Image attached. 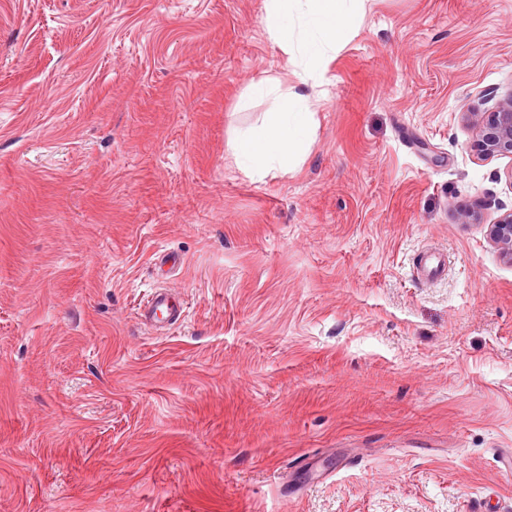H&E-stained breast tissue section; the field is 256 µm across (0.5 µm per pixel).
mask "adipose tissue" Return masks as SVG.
I'll return each instance as SVG.
<instances>
[{"label":"adipose tissue","instance_id":"ef3b65f1","mask_svg":"<svg viewBox=\"0 0 512 512\" xmlns=\"http://www.w3.org/2000/svg\"><path fill=\"white\" fill-rule=\"evenodd\" d=\"M363 6L364 0H266L263 28L292 66L294 84L279 94L275 111L231 140L249 174L262 178L302 162L316 129L307 89L322 76Z\"/></svg>","mask_w":512,"mask_h":512}]
</instances>
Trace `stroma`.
Here are the masks:
<instances>
[{"label": "stroma", "mask_w": 512, "mask_h": 512, "mask_svg": "<svg viewBox=\"0 0 512 512\" xmlns=\"http://www.w3.org/2000/svg\"><path fill=\"white\" fill-rule=\"evenodd\" d=\"M263 13L0 0V512H512V0H366L258 178ZM486 116L478 118L476 112L464 113L478 137L484 155L488 157L512 156V90L500 98ZM487 233L500 253L512 261V210L501 214L493 224H488ZM446 259L443 254L433 252L420 258L416 266V277L425 282L437 280L445 270ZM165 313L169 321L176 322L183 312L182 303L166 288L154 291L146 304L141 307L138 315L143 323H152L156 320L157 313Z\"/></svg>", "instance_id": "obj_1"}]
</instances>
